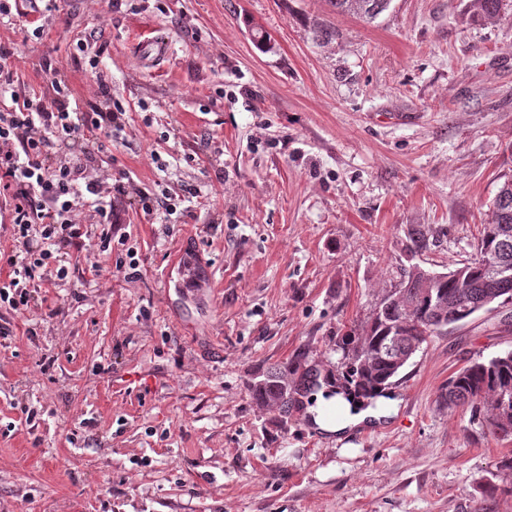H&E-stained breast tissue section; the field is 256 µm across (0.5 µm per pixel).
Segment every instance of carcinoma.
I'll use <instances>...</instances> for the list:
<instances>
[{
    "label": "carcinoma",
    "instance_id": "cac0c4a2",
    "mask_svg": "<svg viewBox=\"0 0 512 512\" xmlns=\"http://www.w3.org/2000/svg\"><path fill=\"white\" fill-rule=\"evenodd\" d=\"M340 12H353L368 21L386 11L391 0H329ZM508 0H469V12L477 19L500 13ZM508 203L493 198L489 204L491 221L483 226L477 255L451 269L437 281L434 297L424 296L413 270H408L399 288L385 295L373 318L359 336H347L346 383L369 397L385 395L393 378L409 362L428 337L448 326L468 319V314L494 297L512 301V279L495 280L483 269V261L495 256L512 261V234L499 237L495 225L512 224V192ZM320 372L296 361L291 368H279L260 375L250 392L260 404H276L288 413L294 396L322 387ZM439 401L454 410L467 407L483 416L491 429L512 436V356H498L486 362L475 361L448 377L438 395Z\"/></svg>",
    "mask_w": 512,
    "mask_h": 512
}]
</instances>
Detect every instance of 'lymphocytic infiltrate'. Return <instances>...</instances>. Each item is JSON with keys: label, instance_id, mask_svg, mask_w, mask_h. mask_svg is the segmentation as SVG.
Returning a JSON list of instances; mask_svg holds the SVG:
<instances>
[{"label": "lymphocytic infiltrate", "instance_id": "1", "mask_svg": "<svg viewBox=\"0 0 512 512\" xmlns=\"http://www.w3.org/2000/svg\"><path fill=\"white\" fill-rule=\"evenodd\" d=\"M14 50L0 46V203L8 205L11 250L0 251V308L22 313L37 307L57 315L46 291L66 284L74 254L126 250L115 265L124 279L139 275L141 258L126 236L110 229L113 196L128 197L144 214H174L179 194L136 186L131 172L113 183L95 176L125 129L126 110L113 101L105 77L93 72L94 101H81L67 78L53 74L51 90L38 93L21 84ZM101 232H94V225Z\"/></svg>", "mask_w": 512, "mask_h": 512}]
</instances>
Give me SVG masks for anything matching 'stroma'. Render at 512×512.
<instances>
[{
  "label": "stroma",
  "instance_id": "obj_1",
  "mask_svg": "<svg viewBox=\"0 0 512 512\" xmlns=\"http://www.w3.org/2000/svg\"><path fill=\"white\" fill-rule=\"evenodd\" d=\"M57 5L39 42L24 17L0 20L21 81L46 89L56 68L91 95L73 54L94 37L126 109L113 170L204 202L167 219L113 198L140 279L75 278L50 291L58 315L10 316L0 512H512V437L438 400L469 361L512 351V304L429 337L395 379V410L337 436L305 403L285 414L249 390L299 358L342 374L344 337L404 269L475 256L512 174V11L475 21L468 0H392L367 22L329 0ZM150 34L164 58L140 56ZM189 261L210 292L183 295Z\"/></svg>",
  "mask_w": 512,
  "mask_h": 512
}]
</instances>
